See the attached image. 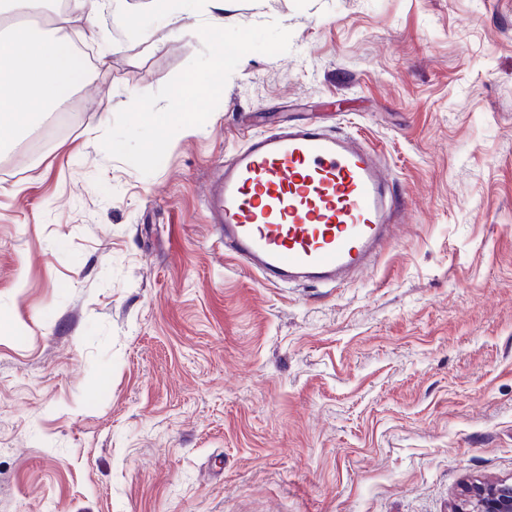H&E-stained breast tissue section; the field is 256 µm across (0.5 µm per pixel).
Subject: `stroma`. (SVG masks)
<instances>
[{
	"label": "stroma",
	"instance_id": "stroma-1",
	"mask_svg": "<svg viewBox=\"0 0 512 512\" xmlns=\"http://www.w3.org/2000/svg\"><path fill=\"white\" fill-rule=\"evenodd\" d=\"M147 0L0 152V512H450L512 483V0H238L246 54L143 175L101 146L201 51ZM358 135L409 203L351 282L267 286L204 221L239 132Z\"/></svg>",
	"mask_w": 512,
	"mask_h": 512
}]
</instances>
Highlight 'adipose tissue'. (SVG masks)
<instances>
[{
	"label": "adipose tissue",
	"mask_w": 512,
	"mask_h": 512,
	"mask_svg": "<svg viewBox=\"0 0 512 512\" xmlns=\"http://www.w3.org/2000/svg\"><path fill=\"white\" fill-rule=\"evenodd\" d=\"M48 0H0V150L10 147L44 115L61 109L68 94L80 86L86 73L77 63V40L101 45L102 55L112 48L92 26L77 29L75 36L36 39L31 25L21 23L24 15L39 16Z\"/></svg>",
	"instance_id": "1"
}]
</instances>
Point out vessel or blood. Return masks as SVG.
Here are the masks:
<instances>
[{
    "mask_svg": "<svg viewBox=\"0 0 512 512\" xmlns=\"http://www.w3.org/2000/svg\"><path fill=\"white\" fill-rule=\"evenodd\" d=\"M405 207L373 146L311 124L245 132L205 196L225 253L275 286L372 268Z\"/></svg>",
    "mask_w": 512,
    "mask_h": 512,
    "instance_id": "obj_1",
    "label": "vessel or blood"
}]
</instances>
